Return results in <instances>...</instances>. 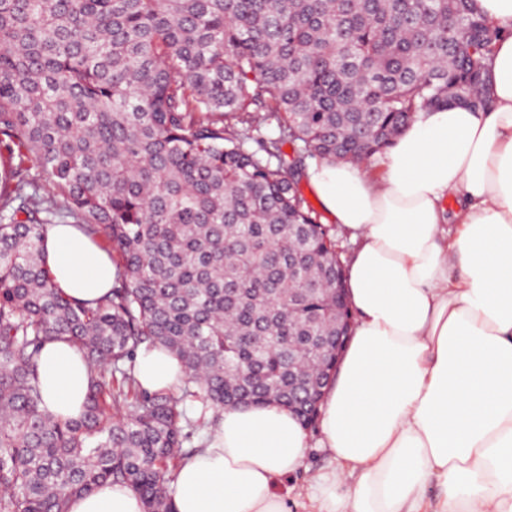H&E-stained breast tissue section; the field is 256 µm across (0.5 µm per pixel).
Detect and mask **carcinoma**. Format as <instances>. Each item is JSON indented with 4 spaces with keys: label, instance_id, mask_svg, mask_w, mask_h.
Returning <instances> with one entry per match:
<instances>
[{
    "label": "carcinoma",
    "instance_id": "1",
    "mask_svg": "<svg viewBox=\"0 0 512 512\" xmlns=\"http://www.w3.org/2000/svg\"><path fill=\"white\" fill-rule=\"evenodd\" d=\"M502 34L474 0H0V156L17 160L0 192V512H70L107 481L175 512L184 444L207 428L184 401L314 424L350 306L307 160L366 163L422 111L487 109ZM50 224L112 254L109 294L56 287ZM61 338L91 375L78 419L51 414L38 379ZM145 343L180 359V397L140 389Z\"/></svg>",
    "mask_w": 512,
    "mask_h": 512
}]
</instances>
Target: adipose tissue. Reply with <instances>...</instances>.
Instances as JSON below:
<instances>
[{
    "label": "adipose tissue",
    "instance_id": "obj_1",
    "mask_svg": "<svg viewBox=\"0 0 512 512\" xmlns=\"http://www.w3.org/2000/svg\"><path fill=\"white\" fill-rule=\"evenodd\" d=\"M491 107L432 109L367 170L326 162L307 171L325 213L358 244L346 269L352 336L325 390L315 432L278 404L221 415L182 459L177 512H290L275 487L309 449L329 466L306 485L311 512H512V35L488 78ZM458 206L446 211L447 197ZM51 276L78 301L112 287L111 257L77 227H48ZM150 392L184 374L141 348ZM54 414L83 412L90 372L69 343L39 358ZM71 512H144L128 487L102 484Z\"/></svg>",
    "mask_w": 512,
    "mask_h": 512
}]
</instances>
